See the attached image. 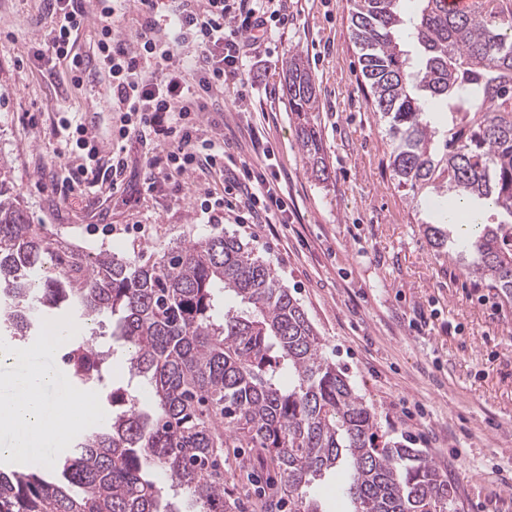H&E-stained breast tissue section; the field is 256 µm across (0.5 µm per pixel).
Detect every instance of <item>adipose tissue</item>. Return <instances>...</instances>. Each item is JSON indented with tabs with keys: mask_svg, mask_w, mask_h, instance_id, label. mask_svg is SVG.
I'll return each mask as SVG.
<instances>
[{
	"mask_svg": "<svg viewBox=\"0 0 512 512\" xmlns=\"http://www.w3.org/2000/svg\"><path fill=\"white\" fill-rule=\"evenodd\" d=\"M47 368L28 370L0 380V433L8 434L7 449L41 454L46 439L64 440L90 393L59 394Z\"/></svg>",
	"mask_w": 512,
	"mask_h": 512,
	"instance_id": "1",
	"label": "adipose tissue"
}]
</instances>
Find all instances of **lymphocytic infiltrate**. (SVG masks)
I'll return each mask as SVG.
<instances>
[{
	"instance_id": "obj_1",
	"label": "lymphocytic infiltrate",
	"mask_w": 512,
	"mask_h": 512,
	"mask_svg": "<svg viewBox=\"0 0 512 512\" xmlns=\"http://www.w3.org/2000/svg\"><path fill=\"white\" fill-rule=\"evenodd\" d=\"M43 0L49 26L30 45L35 60L67 58L79 32L96 28L95 56L109 78L114 111L120 114L119 146L102 165L95 134L69 118H60L55 133L61 159L59 191L82 195L87 177L120 184L128 167L124 140L134 138L152 148L144 192L160 184L180 188L185 175L212 171L224 164V145L202 137V112L217 104L225 89L247 97L255 83L251 56L268 44L275 30L288 24L286 0H178L171 27L159 21L163 0H136L140 30L131 38L116 35L114 18L127 0ZM194 50V65L185 69L179 47ZM234 200H204L200 211L209 223L222 222L225 211L239 210V223L281 224L288 205L280 188L264 173L244 171L233 184Z\"/></svg>"
}]
</instances>
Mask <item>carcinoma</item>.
<instances>
[{
	"label": "carcinoma",
	"mask_w": 512,
	"mask_h": 512,
	"mask_svg": "<svg viewBox=\"0 0 512 512\" xmlns=\"http://www.w3.org/2000/svg\"><path fill=\"white\" fill-rule=\"evenodd\" d=\"M416 2L408 13L403 0H351L368 103L387 124L397 185L438 198L431 245L512 298V0L454 12ZM284 92L323 177L308 118L317 87L296 55ZM52 320L75 384L102 382L113 350L72 342L70 320L109 321L128 374L102 423L50 465L0 455V512H232L224 458L240 448L277 471L271 508L324 512L314 481L340 468L352 512H455L448 478L417 449L379 439L300 303L236 236L216 230L156 259L86 253L30 222L0 163V335L22 341Z\"/></svg>",
	"instance_id": "obj_1"
}]
</instances>
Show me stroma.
Here are the masks:
<instances>
[{"instance_id":"1","label":"stroma","mask_w":512,"mask_h":512,"mask_svg":"<svg viewBox=\"0 0 512 512\" xmlns=\"http://www.w3.org/2000/svg\"><path fill=\"white\" fill-rule=\"evenodd\" d=\"M42 0H0V158L31 223L84 251L155 252L211 230L197 198L222 194L235 170L255 163L252 135L273 150L263 172L288 198L287 225L252 229L225 215L236 234L268 261L299 300L326 356L348 376L387 438L418 449L454 490L456 512H512V303L474 284L423 232L432 201L413 206L389 167L383 122L367 102L349 0H288L290 20L262 50L247 100L225 101L200 119L223 133V172L188 179L181 194L161 185L143 193L148 157L136 140L119 190L86 185L63 203L54 129L60 115L86 108L109 124L104 83L77 86L72 63L51 75L28 58ZM301 55L316 81L310 115L328 165L311 174L283 92L285 63Z\"/></svg>"}]
</instances>
